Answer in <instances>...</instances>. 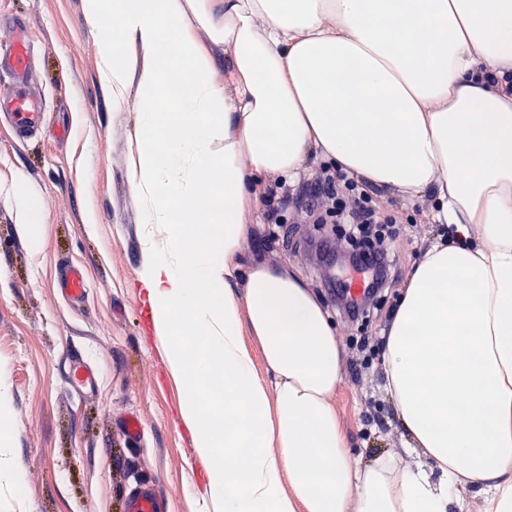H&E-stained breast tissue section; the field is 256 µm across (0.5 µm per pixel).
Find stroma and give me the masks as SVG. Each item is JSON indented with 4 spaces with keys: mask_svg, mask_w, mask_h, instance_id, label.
<instances>
[{
    "mask_svg": "<svg viewBox=\"0 0 512 512\" xmlns=\"http://www.w3.org/2000/svg\"><path fill=\"white\" fill-rule=\"evenodd\" d=\"M86 11V0H0V43L9 42L12 22L29 23L36 54L30 82L45 109L43 131L23 143L0 122V374L10 417L0 434L24 471L22 485L0 480V512H124L138 480L156 487L159 512H206L204 464L178 419L187 383L169 374L138 288L142 210L129 184L138 158V74L129 71L125 101L115 105ZM20 180L39 191L37 249L19 230L13 186ZM369 195L403 228L399 276L369 319L338 311L336 257L344 242L337 225L308 223L299 204H289L285 222L264 217L242 259L297 270L336 329L343 382L333 403L348 447L361 462L389 452L405 466L410 458L383 390L381 360L363 364L355 340L383 342L437 227L427 218L430 198ZM72 263L89 283L78 305L58 286L60 268ZM72 353L96 370L97 392L78 394L65 383L61 369ZM130 415L141 423L140 437L123 428Z\"/></svg>",
    "mask_w": 512,
    "mask_h": 512,
    "instance_id": "stroma-1",
    "label": "stroma"
}]
</instances>
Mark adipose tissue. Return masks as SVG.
Returning <instances> with one entry per match:
<instances>
[{
  "label": "adipose tissue",
  "mask_w": 512,
  "mask_h": 512,
  "mask_svg": "<svg viewBox=\"0 0 512 512\" xmlns=\"http://www.w3.org/2000/svg\"><path fill=\"white\" fill-rule=\"evenodd\" d=\"M115 102L138 76L139 286L204 463L207 512H512V0H224L204 9L223 86L182 0H87ZM181 93L167 97L169 84ZM223 142L215 154V142ZM325 160L432 196L442 232L409 275L383 350L417 464L351 455L327 315L288 264L241 267L254 184ZM242 280L244 293L233 284ZM258 342L262 380L243 340ZM204 6L211 23L215 26L224 25V1L223 0H205V1H184V8L187 19L194 23V11L197 7ZM193 34L198 43L204 48L212 60L213 79L218 86L224 84V45L223 43H214L207 28L197 24H191Z\"/></svg>",
  "instance_id": "1"
}]
</instances>
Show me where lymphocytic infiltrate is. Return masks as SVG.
Masks as SVG:
<instances>
[{"label":"lymphocytic infiltrate","instance_id":"obj_1","mask_svg":"<svg viewBox=\"0 0 512 512\" xmlns=\"http://www.w3.org/2000/svg\"><path fill=\"white\" fill-rule=\"evenodd\" d=\"M314 194L315 201L306 205L311 218L344 227L349 264L344 277L364 280L361 295L339 296L338 305L350 316L362 315L388 284L389 272L397 261L395 246L400 231L383 224L364 189L342 171H322Z\"/></svg>","mask_w":512,"mask_h":512}]
</instances>
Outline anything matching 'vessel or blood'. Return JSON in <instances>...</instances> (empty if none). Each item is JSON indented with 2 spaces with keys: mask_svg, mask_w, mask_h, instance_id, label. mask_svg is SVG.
Here are the masks:
<instances>
[{
  "mask_svg": "<svg viewBox=\"0 0 512 512\" xmlns=\"http://www.w3.org/2000/svg\"><path fill=\"white\" fill-rule=\"evenodd\" d=\"M15 40L0 47V75L9 77L12 86L10 96L0 98V113L8 115L19 137H26L34 131L43 114L42 98L29 87L30 45L25 26H18ZM59 284L66 295L75 302L81 301L86 293V279L83 271L74 265H66ZM68 384L84 392L94 391L97 378L94 371L78 358L68 359L64 364ZM125 512H157V494L154 487L145 486L126 501Z\"/></svg>",
  "mask_w": 512,
  "mask_h": 512,
  "instance_id": "b4317fda",
  "label": "vessel or blood"
}]
</instances>
